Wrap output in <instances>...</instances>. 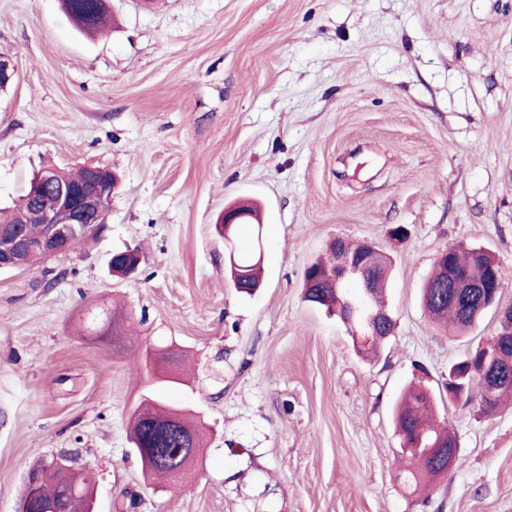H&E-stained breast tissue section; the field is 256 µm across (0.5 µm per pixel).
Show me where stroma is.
<instances>
[{
	"instance_id": "1",
	"label": "stroma",
	"mask_w": 512,
	"mask_h": 512,
	"mask_svg": "<svg viewBox=\"0 0 512 512\" xmlns=\"http://www.w3.org/2000/svg\"><path fill=\"white\" fill-rule=\"evenodd\" d=\"M77 31L60 0H0V208L41 167L121 183L95 242L0 272V512L36 463L92 475L99 512H512V405L449 400L448 369L497 329L434 325L446 249L491 251L512 303V0H109ZM261 208L264 277L224 276L216 222ZM407 238L394 244L390 231ZM337 238L392 260L378 358L302 298ZM139 248L136 279L108 274ZM167 349L179 383L146 358ZM417 383L454 432L427 493L398 480L393 411ZM203 438L178 484L147 479L128 424L145 396Z\"/></svg>"
}]
</instances>
